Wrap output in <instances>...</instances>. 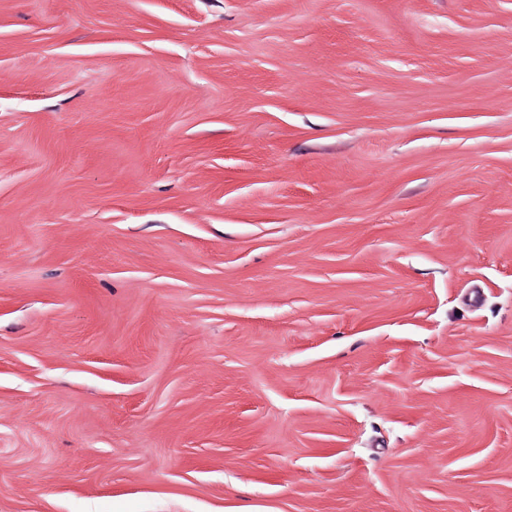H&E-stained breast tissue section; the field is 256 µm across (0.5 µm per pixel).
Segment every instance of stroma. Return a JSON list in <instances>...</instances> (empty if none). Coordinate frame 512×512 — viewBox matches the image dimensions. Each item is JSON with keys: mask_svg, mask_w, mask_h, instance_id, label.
<instances>
[{"mask_svg": "<svg viewBox=\"0 0 512 512\" xmlns=\"http://www.w3.org/2000/svg\"><path fill=\"white\" fill-rule=\"evenodd\" d=\"M0 512H512V0H0Z\"/></svg>", "mask_w": 512, "mask_h": 512, "instance_id": "35a3bbf8", "label": "stroma"}]
</instances>
